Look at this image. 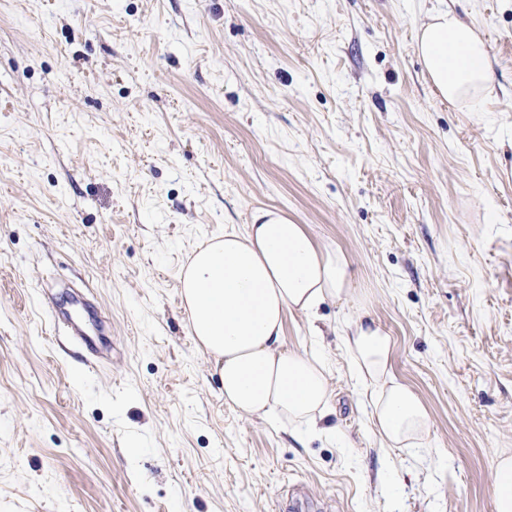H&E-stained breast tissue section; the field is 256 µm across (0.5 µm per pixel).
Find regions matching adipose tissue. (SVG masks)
Instances as JSON below:
<instances>
[{
  "label": "adipose tissue",
  "mask_w": 512,
  "mask_h": 512,
  "mask_svg": "<svg viewBox=\"0 0 512 512\" xmlns=\"http://www.w3.org/2000/svg\"><path fill=\"white\" fill-rule=\"evenodd\" d=\"M416 48L437 93L455 103L492 81L485 41L450 9L429 14ZM193 335L224 385V401L241 416L293 425L302 439L322 433L332 412L326 364L308 351L285 348L287 312L315 321L322 303L351 295L347 257L322 247L306 225L286 213L258 209L244 232H225L197 249L180 276ZM357 378L370 395L372 420L389 447L423 444L428 414L397 382L391 338L374 322L356 321L343 334Z\"/></svg>",
  "instance_id": "ef3b65f1"
}]
</instances>
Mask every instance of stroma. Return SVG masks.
Listing matches in <instances>:
<instances>
[{"instance_id":"35a3bbf8","label":"stroma","mask_w":512,"mask_h":512,"mask_svg":"<svg viewBox=\"0 0 512 512\" xmlns=\"http://www.w3.org/2000/svg\"><path fill=\"white\" fill-rule=\"evenodd\" d=\"M472 20L494 80L430 84L416 32ZM512 0H0V512H494L512 455ZM258 208L350 261L320 339L335 437L241 416L179 275ZM362 312L424 404L374 431L341 331ZM72 318L96 341L53 335ZM493 500L496 512L512 511V458L503 454L495 466Z\"/></svg>"}]
</instances>
